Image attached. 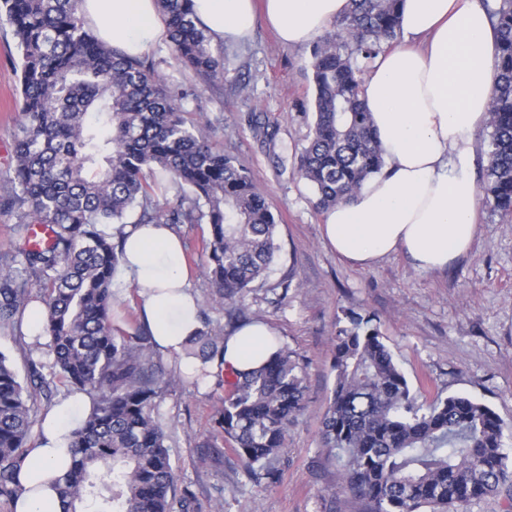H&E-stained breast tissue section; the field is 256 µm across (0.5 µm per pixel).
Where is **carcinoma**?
Segmentation results:
<instances>
[{
    "label": "carcinoma",
    "instance_id": "obj_1",
    "mask_svg": "<svg viewBox=\"0 0 512 512\" xmlns=\"http://www.w3.org/2000/svg\"><path fill=\"white\" fill-rule=\"evenodd\" d=\"M172 52L202 85L224 72L223 55L194 19L193 0H157ZM400 0H350V9L314 46L315 121L298 173L316 207L352 199L384 167L362 99L361 64L399 32ZM79 0H0V19L21 50L20 136L0 214L17 218V243L0 258V327L24 337L32 299L45 308L52 368L88 394L91 411L71 433L72 464L59 479L62 512H195L177 494L171 447L157 401L183 379L152 350V336L112 327V280L119 245L107 224H206L204 274L219 305L265 276L277 219L251 172L216 148L207 125L185 119L183 96L154 67L102 43L78 13ZM499 33L483 203L512 216V0H484ZM175 189L155 200L156 172ZM46 224L51 242L30 231ZM336 330V381L322 415L325 455L338 464V492L367 512H470L474 501L512 491L505 427L466 396L419 403L371 319L349 312ZM205 365L223 354L207 327L186 341ZM302 368L284 348L260 369L226 381L218 422L224 440L254 476L281 475L288 430L304 408ZM43 376L21 383L0 353V501L21 490V466L35 404L51 402Z\"/></svg>",
    "mask_w": 512,
    "mask_h": 512
}]
</instances>
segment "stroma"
Masks as SVG:
<instances>
[{"instance_id": "35a3bbf8", "label": "stroma", "mask_w": 512, "mask_h": 512, "mask_svg": "<svg viewBox=\"0 0 512 512\" xmlns=\"http://www.w3.org/2000/svg\"><path fill=\"white\" fill-rule=\"evenodd\" d=\"M224 74L210 86L174 56L168 41L146 59L185 96L190 118L206 117L213 142L248 167L279 217V250L268 277L243 297L216 305L202 272L208 228L181 224L191 290L212 335H230L261 320L297 360L305 376L304 412L283 450L277 483L250 476L218 426L224 375L182 382L158 401L157 416L172 447L178 486L193 492L201 512H364L361 501L335 493L338 470L321 449L320 419L332 394V343L346 312L371 318L412 391L470 396L492 408L512 430V222L478 206L477 236L468 254L447 268L421 271L403 252L368 268L336 256L324 240V212L297 172L314 121L311 45L286 47L264 19L251 36L220 45ZM20 52L0 25V183L8 179L20 112ZM274 132V141L257 125ZM113 323L141 327L140 299L122 272L113 278ZM46 339L0 329V351L19 379L30 363L50 373Z\"/></svg>"}]
</instances>
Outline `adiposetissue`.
<instances>
[{
    "instance_id": "obj_1",
    "label": "adipose tissue",
    "mask_w": 512,
    "mask_h": 512,
    "mask_svg": "<svg viewBox=\"0 0 512 512\" xmlns=\"http://www.w3.org/2000/svg\"><path fill=\"white\" fill-rule=\"evenodd\" d=\"M348 7L349 0H193L213 41L245 39L260 8L289 47L323 35ZM79 14L102 41L131 57L165 33L156 0H80ZM399 29L427 43L381 55L364 84L384 168L354 198L326 211L323 234L352 265L366 268L401 251L432 271L468 253L476 236L475 135L489 120L495 91L496 32L480 0H402ZM124 232L121 267L141 300V316L163 351L182 353L200 327L182 241L163 224ZM270 335L262 322L240 328L225 337L223 357L207 372L258 369L273 351ZM88 411L75 394L45 414L21 471L15 512H60L52 484L68 470L70 434Z\"/></svg>"
}]
</instances>
